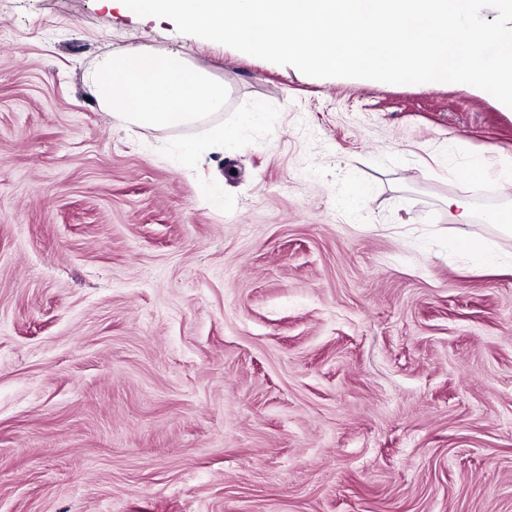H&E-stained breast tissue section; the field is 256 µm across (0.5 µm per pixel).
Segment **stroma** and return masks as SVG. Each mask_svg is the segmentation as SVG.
<instances>
[{"instance_id":"stroma-1","label":"stroma","mask_w":512,"mask_h":512,"mask_svg":"<svg viewBox=\"0 0 512 512\" xmlns=\"http://www.w3.org/2000/svg\"><path fill=\"white\" fill-rule=\"evenodd\" d=\"M174 51L224 105L125 128L84 82ZM231 136L197 158L213 127ZM457 83L313 78L121 0H0V512H512V257ZM448 214L452 217L454 224H457L456 233L448 239V248L466 255L473 264L496 267L504 263L493 253L490 245L481 239L471 235L468 227L470 225V212L467 205L455 197H448Z\"/></svg>"}]
</instances>
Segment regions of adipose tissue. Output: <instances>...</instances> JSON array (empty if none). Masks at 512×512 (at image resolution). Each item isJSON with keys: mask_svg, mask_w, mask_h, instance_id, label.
Masks as SVG:
<instances>
[{"mask_svg": "<svg viewBox=\"0 0 512 512\" xmlns=\"http://www.w3.org/2000/svg\"><path fill=\"white\" fill-rule=\"evenodd\" d=\"M84 80L105 112L120 123L141 128L193 123L219 110L226 93L223 81L172 51H115L87 70ZM447 207L456 225L449 248L466 255L472 263L497 266L490 245L469 231L467 205L451 197Z\"/></svg>", "mask_w": 512, "mask_h": 512, "instance_id": "obj_1", "label": "adipose tissue"}]
</instances>
